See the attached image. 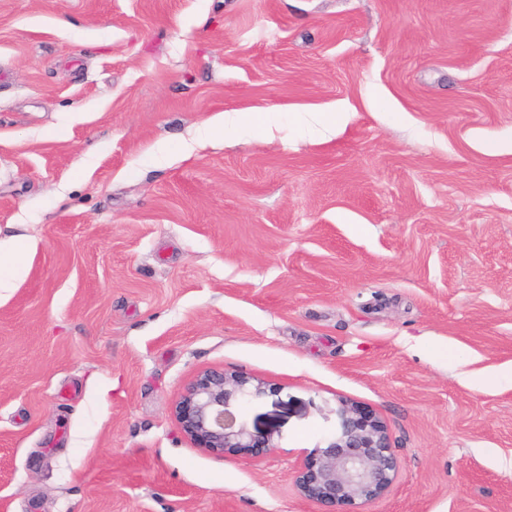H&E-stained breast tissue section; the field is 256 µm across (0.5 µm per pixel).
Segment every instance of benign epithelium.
Segmentation results:
<instances>
[{
	"label": "benign epithelium",
	"instance_id": "benign-epithelium-1",
	"mask_svg": "<svg viewBox=\"0 0 512 512\" xmlns=\"http://www.w3.org/2000/svg\"><path fill=\"white\" fill-rule=\"evenodd\" d=\"M266 394L264 382L222 369L200 372L182 388L173 414L195 447L216 455L250 452L260 457L279 447V433L249 424L245 412ZM333 434L322 438L294 475L300 494L325 512H352L383 496L399 472L387 429L377 417L343 403Z\"/></svg>",
	"mask_w": 512,
	"mask_h": 512
}]
</instances>
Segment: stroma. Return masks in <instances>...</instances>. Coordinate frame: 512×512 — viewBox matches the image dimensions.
<instances>
[{"mask_svg": "<svg viewBox=\"0 0 512 512\" xmlns=\"http://www.w3.org/2000/svg\"><path fill=\"white\" fill-rule=\"evenodd\" d=\"M222 111L271 135L204 139ZM292 112H346L327 140ZM512 0H0V512H319L344 402L400 469L363 512H512ZM265 382L204 452L199 372ZM27 246L28 243L17 237L4 243L0 241V298L25 275L26 269L20 261V255ZM265 394L259 379L209 369L183 386L173 414L196 448L221 456L250 451L257 458L279 448L278 431L251 426L245 416L248 406Z\"/></svg>", "mask_w": 512, "mask_h": 512, "instance_id": "stroma-1", "label": "stroma"}]
</instances>
